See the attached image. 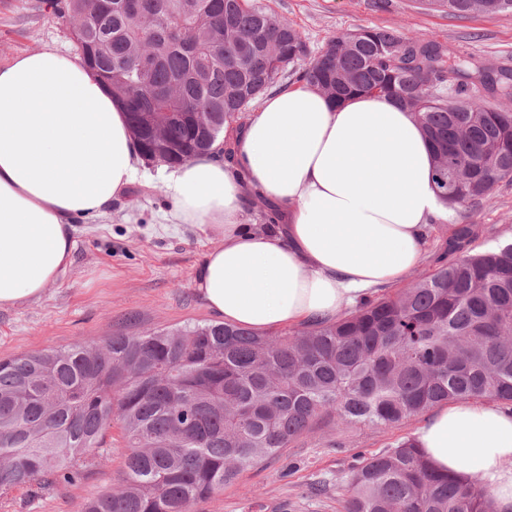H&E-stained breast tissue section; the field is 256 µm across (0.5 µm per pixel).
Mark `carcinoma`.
<instances>
[{"label":"carcinoma","mask_w":512,"mask_h":512,"mask_svg":"<svg viewBox=\"0 0 512 512\" xmlns=\"http://www.w3.org/2000/svg\"><path fill=\"white\" fill-rule=\"evenodd\" d=\"M101 0L73 30L83 65L129 123L168 112L175 168L210 153L224 128L284 78L340 103L386 95L414 112L450 207H476L512 182V71L380 27L334 38L313 60L294 25L257 0ZM458 16L512 11V0H427ZM84 0L54 13L82 14ZM184 19L192 36L177 37ZM479 80L496 100L470 95ZM491 232L453 224L439 266L408 288L277 335L187 322L119 332L96 344L0 358V488L72 484L118 418L122 485L78 512H191L311 430L314 423L393 426L459 399L512 407V243L475 251ZM344 512H498L477 481L436 471L415 440L366 456Z\"/></svg>","instance_id":"carcinoma-1"}]
</instances>
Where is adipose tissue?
I'll list each match as a JSON object with an SVG mask.
<instances>
[{"mask_svg": "<svg viewBox=\"0 0 512 512\" xmlns=\"http://www.w3.org/2000/svg\"><path fill=\"white\" fill-rule=\"evenodd\" d=\"M224 135L232 159L217 149L167 174L162 218L214 236L194 285L225 322L267 330L332 316L421 262L444 206L430 145L394 99L334 104L294 83ZM142 168L123 108L78 59L47 46L0 66V307L64 277L75 218L107 214ZM251 190L282 224L243 223ZM414 439L434 468L476 479L512 512V412L458 401L433 409Z\"/></svg>", "mask_w": 512, "mask_h": 512, "instance_id": "obj_1", "label": "adipose tissue"}]
</instances>
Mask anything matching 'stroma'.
Instances as JSON below:
<instances>
[{"instance_id":"35a3bbf8","label":"stroma","mask_w":512,"mask_h":512,"mask_svg":"<svg viewBox=\"0 0 512 512\" xmlns=\"http://www.w3.org/2000/svg\"><path fill=\"white\" fill-rule=\"evenodd\" d=\"M300 30L311 52L334 37L372 26L406 37L443 44L455 54L496 69H512V12L458 17L426 8L423 0H261ZM52 46L76 53L70 23L51 12L46 0H0V65L23 52ZM143 179L113 201L107 216L77 223L73 265L42 297L0 309V358L74 340L94 342L115 331L151 332L188 321L211 322L214 314L195 292L193 278L212 247L193 226L172 228L161 214L167 204L165 165L148 163ZM459 222L491 224L492 249L512 237V182H501L477 208L449 209L433 221L424 258L411 274L418 280ZM414 417L392 427L322 423L279 456L242 469L237 479L192 512H343L358 452L375 453L420 425ZM123 431L113 424L95 464L75 484L44 489L13 488L0 493V512H78L82 502L120 485L124 472ZM322 481V495L311 494Z\"/></svg>"}]
</instances>
